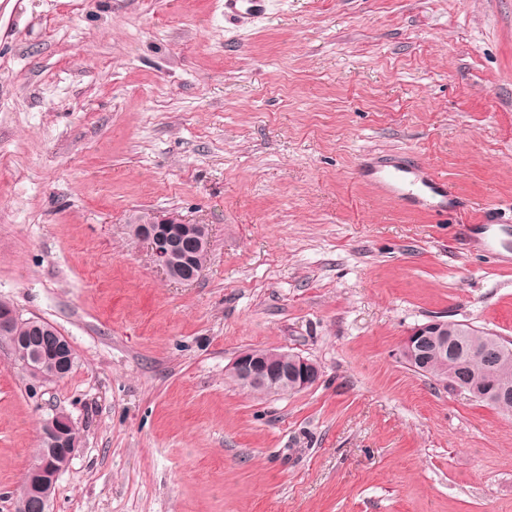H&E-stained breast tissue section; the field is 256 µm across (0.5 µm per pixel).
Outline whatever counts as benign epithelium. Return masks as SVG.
Returning a JSON list of instances; mask_svg holds the SVG:
<instances>
[{
    "instance_id": "7a95c632",
    "label": "benign epithelium",
    "mask_w": 512,
    "mask_h": 512,
    "mask_svg": "<svg viewBox=\"0 0 512 512\" xmlns=\"http://www.w3.org/2000/svg\"><path fill=\"white\" fill-rule=\"evenodd\" d=\"M174 231L195 236L200 246L207 241L209 235L208 225L192 223L175 216L148 217L129 225L131 238L150 247L155 261L168 277L180 282L193 281L200 275L203 266H198L189 275L180 274L183 259L172 244L171 233ZM27 322L48 335V340L54 343L53 349H41L17 338L11 342L9 349L30 378L43 383L51 379L47 374L50 363L58 362L62 368L70 366L73 364L74 353L69 341L44 327L41 319L29 318ZM456 331V322L448 320H433L418 325L402 339L401 355L407 360L420 363L424 351L434 348L445 356L448 348L456 343ZM228 375L244 389L286 395L316 385L321 370L315 362L298 354L294 355L289 364L278 357L276 350L246 349L231 362ZM445 385L451 391L466 393L473 399L491 404H499L512 397V378L508 376L493 382L482 392L456 382L453 377ZM69 425L71 419L65 414H57L44 421L41 432L44 448L40 449V459L30 466L24 477L25 486L21 495L16 497L15 512H49L58 476L69 466L76 451L74 445L61 447L67 437L64 428Z\"/></svg>"
}]
</instances>
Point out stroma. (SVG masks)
Returning <instances> with one entry per match:
<instances>
[{"label": "stroma", "mask_w": 512, "mask_h": 512, "mask_svg": "<svg viewBox=\"0 0 512 512\" xmlns=\"http://www.w3.org/2000/svg\"><path fill=\"white\" fill-rule=\"evenodd\" d=\"M152 213L209 226L195 281L131 240ZM0 298L74 351L38 384L0 345V512L58 412L50 512H512V417L400 353L436 317L512 340V0H0ZM255 347L319 382L234 386ZM265 12V0H224V16L234 19L259 18ZM414 173L408 169H396L395 171L374 170L370 173L373 180L386 188L390 195L400 201L412 204L423 209L443 211L448 206V199L455 197V190L447 180L434 174L422 177V183L426 190L414 189L406 180V174ZM438 199L437 201H435Z\"/></svg>", "instance_id": "35a3bbf8"}]
</instances>
